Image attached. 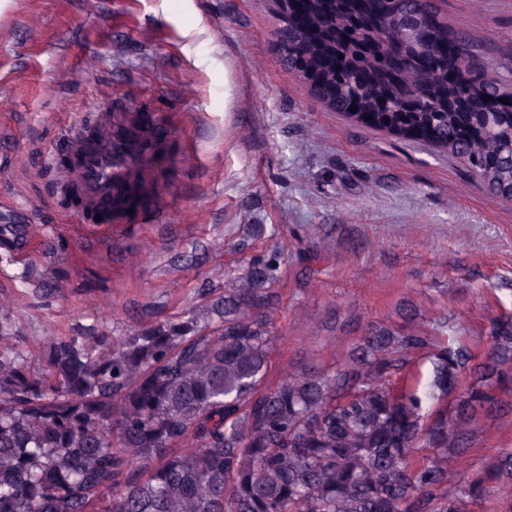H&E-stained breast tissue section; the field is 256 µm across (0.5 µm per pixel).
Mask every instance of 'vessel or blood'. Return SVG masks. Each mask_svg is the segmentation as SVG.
<instances>
[{
    "label": "vessel or blood",
    "instance_id": "obj_1",
    "mask_svg": "<svg viewBox=\"0 0 512 512\" xmlns=\"http://www.w3.org/2000/svg\"><path fill=\"white\" fill-rule=\"evenodd\" d=\"M134 113L114 118L112 106L95 112L75 138L70 141L60 163L62 184L78 193L76 212L84 223H125L128 204L118 203L125 192L133 167L129 151V132L137 130L142 152H150L158 137L152 126L135 128Z\"/></svg>",
    "mask_w": 512,
    "mask_h": 512
}]
</instances>
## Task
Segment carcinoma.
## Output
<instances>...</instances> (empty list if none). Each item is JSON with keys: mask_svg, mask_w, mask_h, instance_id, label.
I'll list each match as a JSON object with an SVG mask.
<instances>
[{"mask_svg": "<svg viewBox=\"0 0 512 512\" xmlns=\"http://www.w3.org/2000/svg\"><path fill=\"white\" fill-rule=\"evenodd\" d=\"M385 4L288 0L283 64L328 109L463 161L512 202V73L485 67L437 4ZM165 151L142 159L138 196L156 192ZM273 279L253 264L204 309L52 341L37 364L1 322L0 512H475L512 480V452L448 480L476 425L512 405V313L478 364L458 339L375 326L336 371L267 387ZM423 349L428 377L405 380Z\"/></svg>", "mask_w": 512, "mask_h": 512, "instance_id": "obj_1", "label": "carcinoma"}]
</instances>
